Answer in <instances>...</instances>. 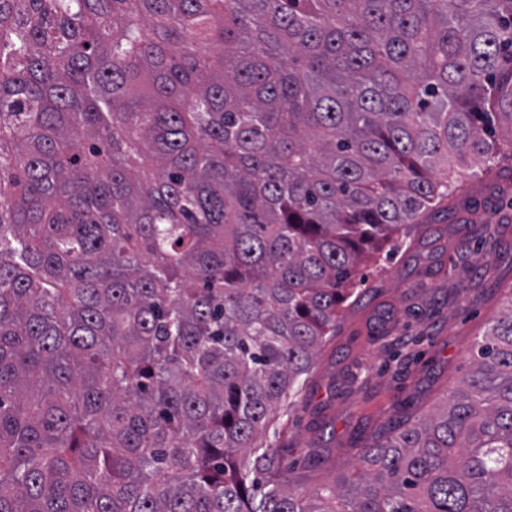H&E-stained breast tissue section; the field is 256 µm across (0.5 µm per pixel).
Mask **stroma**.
Returning <instances> with one entry per match:
<instances>
[{
    "instance_id": "1",
    "label": "stroma",
    "mask_w": 512,
    "mask_h": 512,
    "mask_svg": "<svg viewBox=\"0 0 512 512\" xmlns=\"http://www.w3.org/2000/svg\"><path fill=\"white\" fill-rule=\"evenodd\" d=\"M287 424L269 433L280 469L308 490L356 481L360 453L442 405L512 297V160L470 161L432 219L364 266Z\"/></svg>"
}]
</instances>
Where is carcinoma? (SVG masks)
<instances>
[{
	"label": "carcinoma",
	"mask_w": 512,
	"mask_h": 512,
	"mask_svg": "<svg viewBox=\"0 0 512 512\" xmlns=\"http://www.w3.org/2000/svg\"><path fill=\"white\" fill-rule=\"evenodd\" d=\"M509 148L512 0H0V512H512V298L357 482L263 443Z\"/></svg>",
	"instance_id": "carcinoma-1"
}]
</instances>
